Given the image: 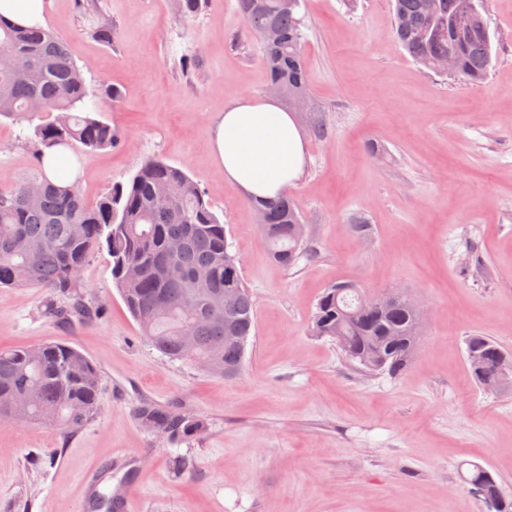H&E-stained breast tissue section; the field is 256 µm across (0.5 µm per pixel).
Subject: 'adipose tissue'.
Wrapping results in <instances>:
<instances>
[{
    "label": "adipose tissue",
    "instance_id": "1",
    "mask_svg": "<svg viewBox=\"0 0 512 512\" xmlns=\"http://www.w3.org/2000/svg\"><path fill=\"white\" fill-rule=\"evenodd\" d=\"M210 149L225 179L254 203L285 193L307 161L294 115L275 100L252 96L234 100L213 123Z\"/></svg>",
    "mask_w": 512,
    "mask_h": 512
}]
</instances>
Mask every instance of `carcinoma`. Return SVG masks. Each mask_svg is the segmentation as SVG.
<instances>
[{"label": "carcinoma", "instance_id": "carcinoma-1", "mask_svg": "<svg viewBox=\"0 0 512 512\" xmlns=\"http://www.w3.org/2000/svg\"><path fill=\"white\" fill-rule=\"evenodd\" d=\"M249 30L257 35L273 26L277 43L261 42L268 83L284 98L310 93L304 62L302 0L283 8L280 0H236ZM397 41L410 57L430 71L437 62L453 61L455 75L483 81L493 61L490 21L480 0H437L435 12L424 0H391ZM468 10L469 25L456 27ZM24 55L33 67L22 70ZM117 94L108 86L86 82L65 40L43 27L23 28L0 15V117L32 120L23 137L31 150L30 172L0 184V288H43L65 298L49 309L63 323L88 319L91 312L77 292L80 273L97 250L112 259V279L144 336L165 357L187 360L183 339L193 337L195 353L210 360L213 373L237 377L255 327V307L243 283L237 258L230 252L224 223L188 174L159 158L146 159L127 184H118L89 204L77 184L60 188L43 169L44 151L75 146L92 153L120 141L100 119L99 102ZM40 109L32 108L33 102ZM167 186L172 195L157 199ZM273 259L284 267L303 253L289 226L303 223L296 203L282 195L253 205ZM233 297L224 302V291ZM310 333L329 337L342 354L375 374L404 371L418 350V330L408 305L378 309L371 297L351 285L326 289L317 303ZM476 351L487 373L475 377L487 390L511 391L512 375L495 372L512 354L486 336H470L466 352ZM101 375L82 352L61 341L32 347L0 348V423L11 422L9 409L22 399L28 420L79 431L96 412ZM135 417L146 428L180 440L196 434L200 423L170 407L139 403ZM480 490L475 499L483 512H512L494 477L473 466L467 478Z\"/></svg>", "mask_w": 512, "mask_h": 512}]
</instances>
